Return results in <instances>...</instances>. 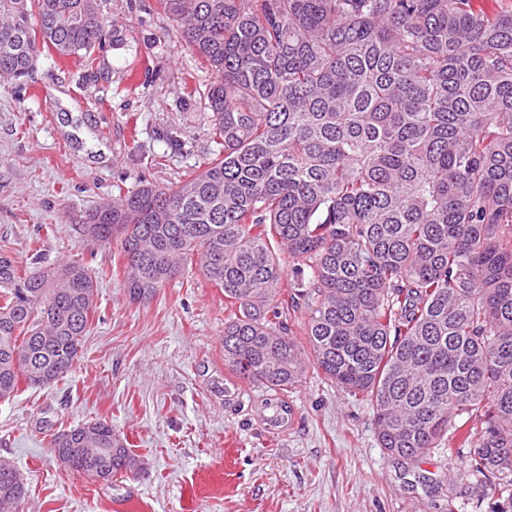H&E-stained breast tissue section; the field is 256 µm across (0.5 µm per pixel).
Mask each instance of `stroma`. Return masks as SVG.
<instances>
[{"mask_svg": "<svg viewBox=\"0 0 512 512\" xmlns=\"http://www.w3.org/2000/svg\"><path fill=\"white\" fill-rule=\"evenodd\" d=\"M99 4L92 68L44 49L26 81L0 80V254L30 271L77 259L96 279L72 370L0 399V460L27 488L18 512H490L483 477L441 452L395 459L371 404L314 368L280 397L287 430L264 432L270 392L225 364L234 309L197 265L150 301L130 297L119 241L81 226L140 180L171 187L204 167L214 76L157 0ZM43 417L58 430L110 421L140 472L103 481L60 465Z\"/></svg>", "mask_w": 512, "mask_h": 512, "instance_id": "obj_1", "label": "stroma"}]
</instances>
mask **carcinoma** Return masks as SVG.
<instances>
[{
  "mask_svg": "<svg viewBox=\"0 0 512 512\" xmlns=\"http://www.w3.org/2000/svg\"><path fill=\"white\" fill-rule=\"evenodd\" d=\"M215 74V149L174 187L91 209L83 233L120 239L129 293L153 298L196 261L238 313L224 362L294 389L310 362L370 402L390 455L448 449L512 512V7L472 0H159ZM93 65L97 0H0V78L19 48ZM95 284L78 260L19 273L0 255V399L76 363ZM313 310L307 345L291 314ZM69 468L109 481L139 461L106 420L52 434ZM27 490L0 462V512Z\"/></svg>",
  "mask_w": 512,
  "mask_h": 512,
  "instance_id": "cac0c4a2",
  "label": "carcinoma"
}]
</instances>
